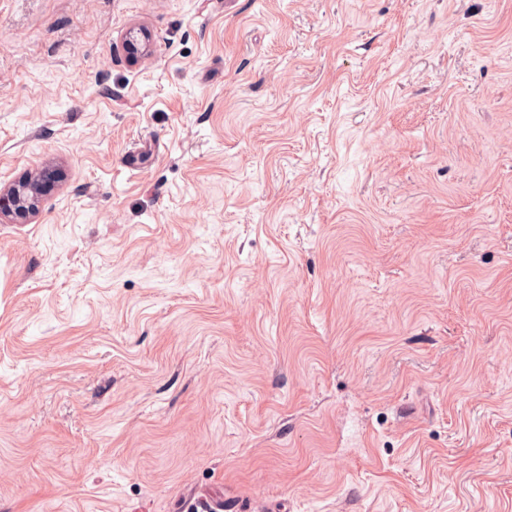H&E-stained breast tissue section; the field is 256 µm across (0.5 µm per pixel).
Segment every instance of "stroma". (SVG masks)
Instances as JSON below:
<instances>
[{
  "mask_svg": "<svg viewBox=\"0 0 512 512\" xmlns=\"http://www.w3.org/2000/svg\"><path fill=\"white\" fill-rule=\"evenodd\" d=\"M43 168L0 512H512V0H0ZM121 47L128 62L136 64L153 51V42L150 34L144 28L135 26L126 31Z\"/></svg>",
  "mask_w": 512,
  "mask_h": 512,
  "instance_id": "35a3bbf8",
  "label": "stroma"
}]
</instances>
